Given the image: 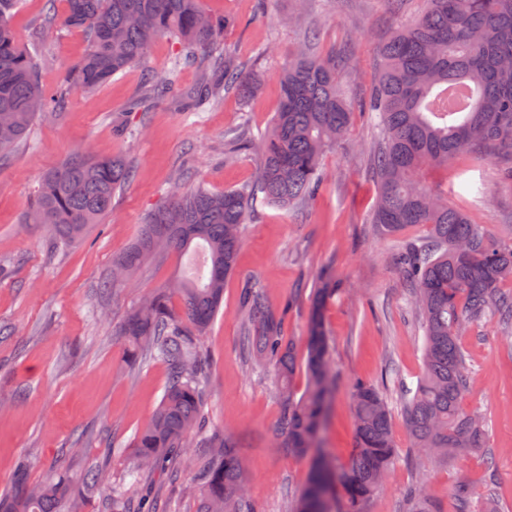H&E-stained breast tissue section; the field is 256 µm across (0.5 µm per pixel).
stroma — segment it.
Returning a JSON list of instances; mask_svg holds the SVG:
<instances>
[{"instance_id": "stroma-1", "label": "stroma", "mask_w": 512, "mask_h": 512, "mask_svg": "<svg viewBox=\"0 0 512 512\" xmlns=\"http://www.w3.org/2000/svg\"><path fill=\"white\" fill-rule=\"evenodd\" d=\"M206 10L234 25L224 34L244 70L260 78L244 98L225 93L208 109L184 112L162 102L128 112L144 77L170 68L178 46L157 39L143 64L92 92H70L61 113L38 121L28 138L0 158V494L11 484L18 458L29 462L31 481L55 473L83 475L104 468L112 484H127L136 463L133 437L151 417L167 384L168 367L135 366L125 358L116 325L140 299L173 277H196L201 253L169 252L149 262L134 287L112 290V264L138 236L148 214L165 200L178 173L186 189L213 191L250 182L258 159L224 156V135L245 126L267 130L280 98L279 75L308 35L321 51L343 47L338 70L344 94L359 102L378 67L376 46L402 21L419 15L425 0H204ZM63 16L56 0H21L12 25L21 45L47 53L41 85L56 88L62 73L85 53L76 29L44 27L46 8ZM136 130L126 138L120 123ZM378 130L366 114L323 159L326 178L318 197L302 209L264 205L247 224L237 273L224 284L221 313L203 339L211 361L204 417L229 431L249 478L257 512H291L314 459L289 453L280 435L282 410L271 370L248 357L241 342L240 293L247 283L265 286L270 307L283 313V332L296 355L305 351L310 291L320 277L335 290L323 318L332 350L336 395L322 433L327 458L344 465L354 445L351 393L356 381L376 384L392 410L396 462L366 512H415L414 488H423L433 512H458L455 490L469 489L473 512L495 500L512 512V336L495 318L470 327L460 343L470 365L466 412L488 423L482 449L436 459L417 451L403 417L402 387L422 373L423 331L396 259L397 244L372 224L377 180L371 154ZM75 153L124 156L134 171L111 211L82 242L58 246L42 224L25 223L42 174ZM492 239L512 242V181L501 162L473 155L422 172ZM168 502L171 512H196L199 490L191 475L130 486Z\"/></svg>"}]
</instances>
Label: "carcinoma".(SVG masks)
Here are the masks:
<instances>
[{"instance_id":"1","label":"carcinoma","mask_w":512,"mask_h":512,"mask_svg":"<svg viewBox=\"0 0 512 512\" xmlns=\"http://www.w3.org/2000/svg\"><path fill=\"white\" fill-rule=\"evenodd\" d=\"M20 0H0V154L22 140L43 117L57 112L62 93L45 90L37 79L40 58L17 40L12 26ZM63 24L82 31L88 48L64 75V90L91 92L147 57L160 36L176 38L172 69L146 80L128 112H146L168 100L187 112L202 111L223 91L251 96L258 77L242 72L224 44L228 21L207 13L202 0H65ZM382 66L368 97L353 107L337 89L342 57L310 43L288 60L280 74V100L270 129L253 135L245 129L224 137L227 157L250 150L259 163L251 184L214 193L205 187L184 190L173 183L162 206L152 212L137 240L114 261L112 287H126L150 258L200 245L207 272L200 279H178L152 293L117 326L133 363L165 362L170 377L149 422L134 437L137 464L130 473L138 484L164 472L181 474L188 450L193 480L200 490L198 512H255L247 478L230 434L205 427L208 355L202 337L222 305L224 281L236 269L245 225L261 205L292 207L320 192L321 160L348 132L354 110L373 113L382 131L374 152L377 201L372 223L389 236L426 225L424 239L398 242V263L423 328L424 369L407 391L404 418L413 445L437 455H464L482 448L487 423L461 406L468 390L469 366L459 338L489 314L512 335V244L487 237L468 215L423 184L426 166L446 165L460 154L511 159L512 177V0H426L417 19L401 25L380 48ZM196 64L201 81L185 89L178 72ZM123 157L97 159L75 154L47 170L25 217L44 224L55 242L79 241L111 210L116 192L131 178ZM183 312L170 305L173 293ZM333 288H316L305 336V389L296 395L291 381L297 368L292 344L283 335V315L267 304L266 292L250 284L241 293V322L248 353L268 364L283 408L280 435L300 455L318 450L334 395L330 341L322 318ZM356 445L341 469L315 465L297 497L294 512H330L336 491L344 512H365L393 465L392 414L380 388L361 381L352 393ZM196 437L190 444V437ZM29 465L19 462L10 490L0 496V512H65L76 483L107 496V512H160L112 485L101 470L76 479L63 472L34 484Z\"/></svg>"}]
</instances>
